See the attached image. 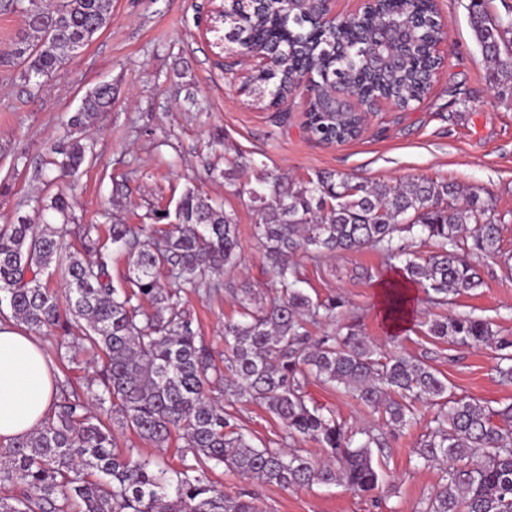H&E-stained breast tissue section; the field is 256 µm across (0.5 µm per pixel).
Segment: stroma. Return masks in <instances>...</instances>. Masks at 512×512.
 Masks as SVG:
<instances>
[{
	"label": "stroma",
	"mask_w": 512,
	"mask_h": 512,
	"mask_svg": "<svg viewBox=\"0 0 512 512\" xmlns=\"http://www.w3.org/2000/svg\"><path fill=\"white\" fill-rule=\"evenodd\" d=\"M470 0H437L447 22L448 54L429 95L407 110L381 107L361 136L326 144L303 125L307 99L295 94L288 109L274 112L254 105L243 80L224 70L218 41L224 31L201 34L207 0H112V23L91 44L41 84L25 81L9 50L24 27L18 12H0V224L33 215L38 198L49 194L51 165L66 161L61 147L81 137L87 157L73 185L74 218L61 225L64 241L80 248L86 225L106 235L115 223L140 224L152 212L174 211L181 194L199 191L233 213L239 227L241 261L213 275L211 291H185L183 308L216 365L225 358L224 321L236 308L242 288L260 298L272 290L254 235L258 216L240 185L254 181L258 167L293 180L334 170L365 183H397L413 177L452 182L492 199L500 213H512V106L488 80L484 60L469 26ZM113 88L112 107L95 126L77 132L68 124L83 96L97 84ZM483 285L457 295L450 304L429 302L414 286L412 316L390 335L379 310L378 286L397 277L393 263L367 248L293 263L301 286L312 297H342L341 321L359 324L366 336L388 348L398 346L446 377L455 396L491 406L512 402V384L500 380L493 347L471 349L427 336L423 321L437 315L490 319L500 335L512 336V271L493 258L470 257ZM78 332L39 333L54 369L57 396L85 393L100 368L89 351H76ZM311 403L353 427L376 425L380 415L336 389L311 382ZM235 424L258 447L292 448L320 459L310 440H292L284 425L261 405L243 399L231 407ZM425 423L389 435L383 468L387 494L382 501L352 494L341 486L284 489L257 483L216 467L209 477L225 494L251 491L259 512H420L441 481L442 470L416 465L414 450ZM120 448L181 469L186 443L173 436L158 448L130 429H117Z\"/></svg>",
	"instance_id": "stroma-1"
}]
</instances>
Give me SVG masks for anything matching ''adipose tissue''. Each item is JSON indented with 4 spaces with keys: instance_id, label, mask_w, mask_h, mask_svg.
<instances>
[{
    "instance_id": "obj_1",
    "label": "adipose tissue",
    "mask_w": 512,
    "mask_h": 512,
    "mask_svg": "<svg viewBox=\"0 0 512 512\" xmlns=\"http://www.w3.org/2000/svg\"><path fill=\"white\" fill-rule=\"evenodd\" d=\"M53 398L52 367L35 336L0 322V441L37 428Z\"/></svg>"
}]
</instances>
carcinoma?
I'll use <instances>...</instances> for the list:
<instances>
[{
  "label": "carcinoma",
  "mask_w": 512,
  "mask_h": 512,
  "mask_svg": "<svg viewBox=\"0 0 512 512\" xmlns=\"http://www.w3.org/2000/svg\"><path fill=\"white\" fill-rule=\"evenodd\" d=\"M488 0H470L469 20L489 83L512 89V15L492 13ZM433 0H387L383 20L409 31L416 49L397 67H370L364 29L372 17L342 15L336 31L319 30L301 8L287 13L279 0L261 13L248 0L228 4L224 24L244 47L275 44L281 59L273 70L252 76L256 104L264 109L290 94L304 73L325 83L350 85L365 103L389 99L404 108L429 92L426 76L440 68L426 45L434 29L418 28V17L435 10ZM21 12L26 33L12 41L11 55L23 77H51L67 57L79 53L112 23V0H6ZM112 105V85L99 84L82 98L70 126H89ZM315 120L307 131L321 141L359 136L360 117L332 116L310 91ZM66 175L85 161L78 140L66 146ZM246 193L259 222L256 236L276 295L264 303L249 288L236 296L237 317L224 321L227 357L219 369L181 307V292L215 287L209 274L234 268L241 257L238 224L223 207L188 188L170 214L150 224H112L108 242L85 229L83 251L63 254V243L47 214L69 220L71 188H60L41 205V223L19 216L0 225V307L35 332L81 330V341L102 365L88 380L100 413L74 393L60 399L40 426L0 448V512H257L253 498L228 496L206 476L218 466L262 484L282 488L341 485L356 494L380 493L384 480L374 452H384L386 431L420 420L418 405L435 408L428 432L416 448L423 467H439L443 482L422 512H512V403L494 408L456 397L448 383L420 358L385 351L355 323L318 341L309 326L337 317L341 299L312 298L298 287L289 259L300 250L313 259L375 248L401 263L405 280L433 291L446 304L483 284L468 256L501 253L505 216L480 193L425 178L399 184L355 182L320 172L302 182L267 174ZM330 204H325V200ZM437 243L424 260L403 234L413 231ZM123 251L128 271L112 283L110 255ZM64 270V298L42 281L51 267ZM167 270L168 284L160 281ZM433 339L464 346L492 344L495 371L512 382V337L497 335L484 318L437 316L424 323ZM331 385L381 414L376 427L351 428L323 408L308 404L310 380ZM250 398L288 429V438H309L326 458L296 451L257 448L230 423L224 404ZM129 428L158 447L179 433L194 463L174 474L128 448H118L111 424Z\"/></svg>",
  "instance_id": "cac0c4a2"
}]
</instances>
